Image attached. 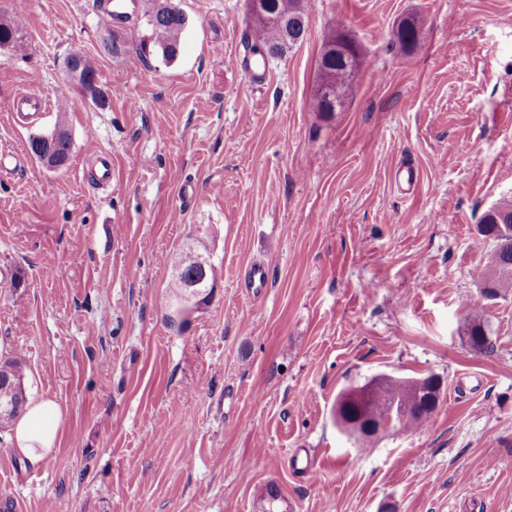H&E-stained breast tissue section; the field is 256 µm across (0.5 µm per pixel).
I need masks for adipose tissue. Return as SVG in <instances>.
Wrapping results in <instances>:
<instances>
[{"label": "adipose tissue", "instance_id": "obj_1", "mask_svg": "<svg viewBox=\"0 0 512 512\" xmlns=\"http://www.w3.org/2000/svg\"><path fill=\"white\" fill-rule=\"evenodd\" d=\"M63 424L64 413L55 400L30 399L13 424L10 449L30 464L42 463L53 454Z\"/></svg>", "mask_w": 512, "mask_h": 512}]
</instances>
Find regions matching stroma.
Listing matches in <instances>:
<instances>
[{"label":"stroma","mask_w":512,"mask_h":512,"mask_svg":"<svg viewBox=\"0 0 512 512\" xmlns=\"http://www.w3.org/2000/svg\"><path fill=\"white\" fill-rule=\"evenodd\" d=\"M187 26L162 60L140 0L103 54L93 0H0V359L66 413L54 457L0 450L19 512H512V291L483 295V214L512 203V0H305L306 33L257 64L247 0H170ZM417 17L416 46L390 43ZM360 62L331 116L311 102L330 30ZM96 61L105 106L64 59ZM36 92L44 112L14 119ZM65 129L66 167L35 134ZM112 157L95 184L87 143ZM414 185L396 181L403 165ZM196 244L222 277L185 328L167 285ZM264 262L259 296L241 272ZM481 319L494 349L471 348ZM378 372L440 377L421 426L368 446L336 398ZM314 460L309 482L294 454ZM112 33L113 30L108 25H105V27L101 30L100 44L106 45L102 47L103 52L113 58H119L126 55L129 50L127 41L116 31H114V36H112ZM72 60L77 62L81 67L79 76L70 74L68 70L69 62ZM64 64L66 76L69 78L70 81L76 84L82 99H86V89L88 88V86H91L95 82L96 68L93 59H91L82 51L73 50L66 56ZM100 91V87L95 82L91 87V90L88 92V98L99 100ZM59 130L49 135H33L30 136L28 141V148L30 152L35 156L39 157L42 152L47 149H52L55 155L69 158L71 152V142L68 134L61 135L58 133ZM57 132V133H56ZM53 155L51 152L42 155L41 163H43L49 169H59L65 165L59 157Z\"/></svg>","instance_id":"35a3bbf8"}]
</instances>
